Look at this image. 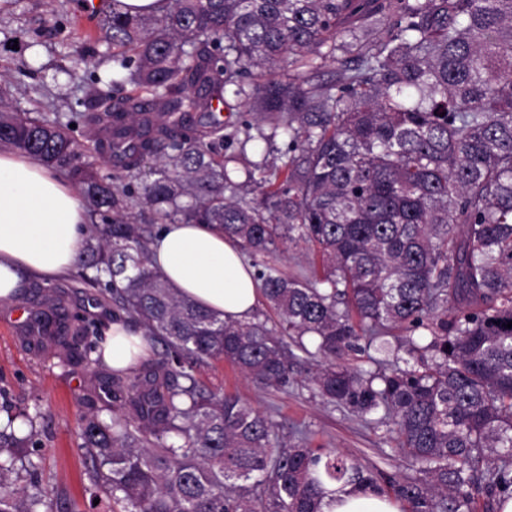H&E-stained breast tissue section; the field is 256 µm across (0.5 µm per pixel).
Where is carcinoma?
I'll return each instance as SVG.
<instances>
[{
  "label": "carcinoma",
  "mask_w": 512,
  "mask_h": 512,
  "mask_svg": "<svg viewBox=\"0 0 512 512\" xmlns=\"http://www.w3.org/2000/svg\"><path fill=\"white\" fill-rule=\"evenodd\" d=\"M102 14L112 84L90 79L69 122L0 95V147L53 167L101 219L77 263L85 291L164 346L110 371L77 315L55 342L98 369L80 429L91 496L120 512H320L325 485L353 482L406 512L512 498V0H166L160 14L110 0ZM229 95L253 119L224 121ZM158 224L236 238L276 319L223 320L170 288L148 251ZM283 242L321 268L283 271ZM292 345L320 358L323 401L376 414L427 479L281 439L196 376L226 362L284 391ZM37 435L24 412L0 424V512H42L49 491L17 485Z\"/></svg>",
  "instance_id": "1"
}]
</instances>
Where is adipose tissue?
Wrapping results in <instances>:
<instances>
[{"mask_svg": "<svg viewBox=\"0 0 512 512\" xmlns=\"http://www.w3.org/2000/svg\"><path fill=\"white\" fill-rule=\"evenodd\" d=\"M88 222L80 196L34 156L0 152V300L25 276L53 277L75 265ZM153 267L172 288L222 319L249 320L260 295L241 247L222 229L166 224L149 245ZM145 343L112 324L105 333L106 364L126 368ZM321 512H400L398 504L356 484L327 486Z\"/></svg>", "mask_w": 512, "mask_h": 512, "instance_id": "adipose-tissue-1", "label": "adipose tissue"}]
</instances>
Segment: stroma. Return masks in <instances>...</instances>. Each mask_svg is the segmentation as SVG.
<instances>
[{
	"mask_svg": "<svg viewBox=\"0 0 512 512\" xmlns=\"http://www.w3.org/2000/svg\"><path fill=\"white\" fill-rule=\"evenodd\" d=\"M82 4L83 0H0V74L26 72L24 88L12 92L17 110L37 108L66 117L75 99L84 94L87 73H96L105 82L111 79V46L99 45L93 57L79 58L87 36L96 31ZM48 285L64 298L70 313L92 323L104 318V307L80 292L72 270L49 280L29 278L23 304L39 309ZM17 306L0 302V406L36 407L41 412V443L30 458L40 484L49 491L48 512H65L73 502L82 512H103L88 504L91 462L79 447L80 416L94 395L96 376L86 364H63L52 351L26 344L11 324ZM309 368V362L298 361L296 382L285 391L262 390L221 362L201 366L197 377L207 386L238 393L256 410L272 413L284 438L300 432L308 447L352 454L365 468L399 479L419 477L413 459L396 449L386 428L325 404L307 380Z\"/></svg>",
	"mask_w": 512,
	"mask_h": 512,
	"instance_id": "1",
	"label": "stroma"
}]
</instances>
